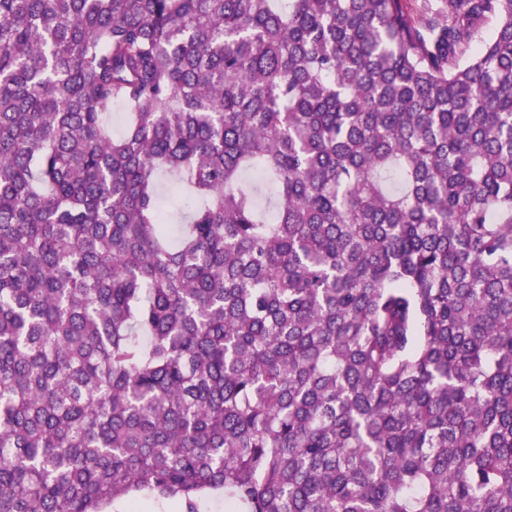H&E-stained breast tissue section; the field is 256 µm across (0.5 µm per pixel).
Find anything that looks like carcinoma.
Returning a JSON list of instances; mask_svg holds the SVG:
<instances>
[{"label":"carcinoma","mask_w":512,"mask_h":512,"mask_svg":"<svg viewBox=\"0 0 512 512\" xmlns=\"http://www.w3.org/2000/svg\"><path fill=\"white\" fill-rule=\"evenodd\" d=\"M278 2L0 0V512H512V0Z\"/></svg>","instance_id":"carcinoma-1"}]
</instances>
